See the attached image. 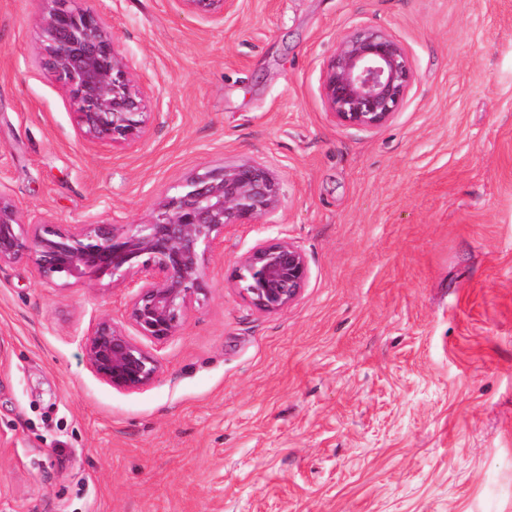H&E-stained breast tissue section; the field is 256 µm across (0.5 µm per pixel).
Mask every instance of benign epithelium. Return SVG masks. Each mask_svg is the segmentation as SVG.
Masks as SVG:
<instances>
[{"instance_id":"benign-epithelium-1","label":"benign epithelium","mask_w":512,"mask_h":512,"mask_svg":"<svg viewBox=\"0 0 512 512\" xmlns=\"http://www.w3.org/2000/svg\"><path fill=\"white\" fill-rule=\"evenodd\" d=\"M41 67L66 89L81 136L131 142L146 130L143 100L112 40L108 18L75 9L72 0H44ZM202 18L224 13V0H182ZM414 71L393 36L359 27L339 38L323 72L322 93L341 124L378 129L402 108ZM280 184L262 166L225 164L188 179L158 203L147 224H55L23 215L0 196V264L29 259L41 279L117 276L132 295L127 316L139 333L165 342L183 328L190 306L206 295L207 253L230 224H256L279 205ZM259 311L288 306L308 279L302 252L284 240L255 246L235 271ZM90 369L110 386L138 390L158 376V358L110 318L82 338Z\"/></svg>"}]
</instances>
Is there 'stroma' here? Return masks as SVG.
<instances>
[{"label": "stroma", "mask_w": 512, "mask_h": 512, "mask_svg": "<svg viewBox=\"0 0 512 512\" xmlns=\"http://www.w3.org/2000/svg\"><path fill=\"white\" fill-rule=\"evenodd\" d=\"M147 112L80 136L40 67V0H0V196L59 224H146L222 163L279 208L210 250L177 336L127 323L107 277L0 265V512H512V0H91ZM414 82L383 127L340 124L322 75L358 27ZM303 253L274 313L234 279L258 244ZM109 316L157 379L112 388L80 339Z\"/></svg>", "instance_id": "1"}]
</instances>
